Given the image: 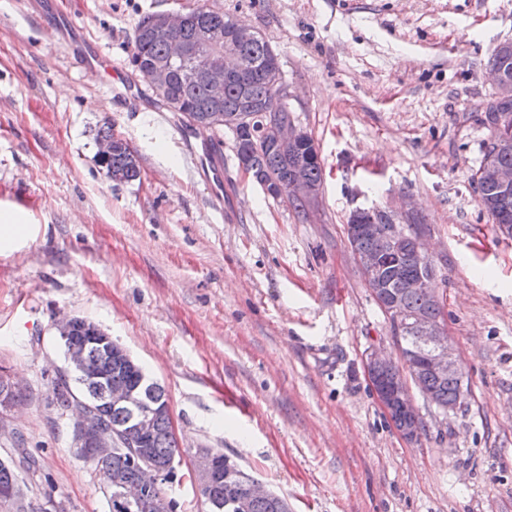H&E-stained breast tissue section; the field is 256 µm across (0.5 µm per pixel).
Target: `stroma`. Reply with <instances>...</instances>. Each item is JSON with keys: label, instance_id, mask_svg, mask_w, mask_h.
<instances>
[{"label": "stroma", "instance_id": "stroma-1", "mask_svg": "<svg viewBox=\"0 0 512 512\" xmlns=\"http://www.w3.org/2000/svg\"><path fill=\"white\" fill-rule=\"evenodd\" d=\"M130 78L144 15L204 7L264 34L294 123L317 144L321 194L296 211L238 166L231 131L190 130L78 67L48 8ZM512 0H0V209L28 234L0 252V369L24 404L0 410V459L37 457L26 499L108 512L101 480L48 398L67 364L53 326L86 319L168 394L181 464L163 489L206 512L187 475L213 448L292 512H512V238L472 176L490 138L493 50ZM137 154L138 179L97 162L104 125ZM218 145L211 185L186 149ZM413 200L469 395L450 414L415 395L405 441L365 358H398L346 236L359 207Z\"/></svg>", "mask_w": 512, "mask_h": 512}]
</instances>
